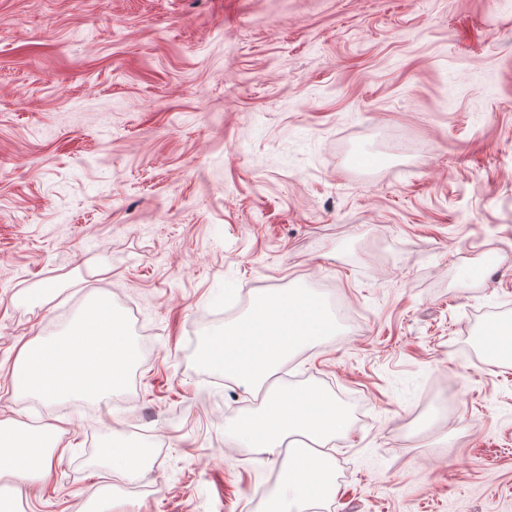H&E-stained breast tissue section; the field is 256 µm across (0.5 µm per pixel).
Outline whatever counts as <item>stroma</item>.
Here are the masks:
<instances>
[{"label":"stroma","instance_id":"35a3bbf8","mask_svg":"<svg viewBox=\"0 0 512 512\" xmlns=\"http://www.w3.org/2000/svg\"><path fill=\"white\" fill-rule=\"evenodd\" d=\"M295 286L350 319L278 380L364 407L323 512H512V366L474 342L512 320V0H0V420L60 430L0 478L19 512H262L281 465L227 431L259 401L193 357ZM98 293L127 386L15 396ZM102 458L106 463L120 467L131 477L140 476L147 461L145 450L132 445H107L102 449Z\"/></svg>","mask_w":512,"mask_h":512}]
</instances>
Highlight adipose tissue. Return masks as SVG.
I'll use <instances>...</instances> for the list:
<instances>
[{"label":"adipose tissue","instance_id":"1","mask_svg":"<svg viewBox=\"0 0 512 512\" xmlns=\"http://www.w3.org/2000/svg\"><path fill=\"white\" fill-rule=\"evenodd\" d=\"M135 359L127 329L110 300L98 295L67 331L19 348L10 385L16 395L48 402L102 401L125 386ZM57 447L53 429L0 421V476L31 483L46 478Z\"/></svg>","mask_w":512,"mask_h":512}]
</instances>
